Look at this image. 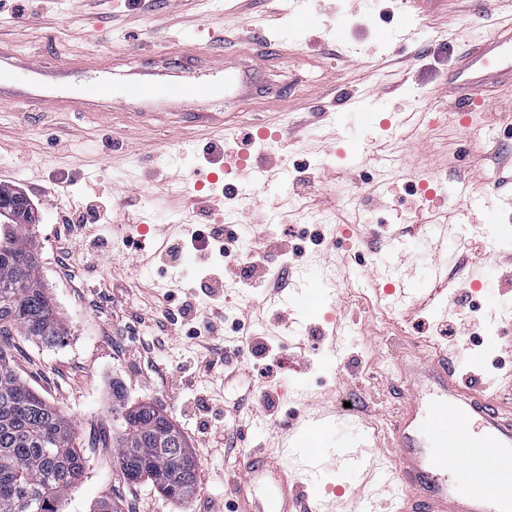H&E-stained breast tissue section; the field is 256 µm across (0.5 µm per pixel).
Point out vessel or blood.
Returning <instances> with one entry per match:
<instances>
[{
	"label": "vessel or blood",
	"instance_id": "b4317fda",
	"mask_svg": "<svg viewBox=\"0 0 512 512\" xmlns=\"http://www.w3.org/2000/svg\"><path fill=\"white\" fill-rule=\"evenodd\" d=\"M190 50L178 74L149 68L115 73L122 62L104 56L93 62L51 65L18 55L0 41V99L36 103L53 110L86 111L99 104L111 109H167L187 97L215 103L247 100L254 83L249 71L222 58L199 68ZM82 78L78 95L53 90L64 79ZM512 85V24L495 40L465 45L448 73L444 94L461 118L488 107L496 88ZM468 205L488 211L512 205L511 195L476 192L468 181L456 186ZM448 267L436 265L427 283L407 289L408 297L439 307L448 286ZM491 382L475 372L460 371L447 358L423 360L416 368L409 398L399 408L387 433L398 460L386 472L400 491L397 512H512V492L486 494L482 485H512V418L501 419ZM341 420L334 410L306 403L289 428L282 457L250 448L241 459L236 512H319L307 504L306 486L288 468L287 458L301 454L311 469H319L321 449L312 433H325Z\"/></svg>",
	"mask_w": 512,
	"mask_h": 512
}]
</instances>
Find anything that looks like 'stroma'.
<instances>
[{"label": "stroma", "instance_id": "1", "mask_svg": "<svg viewBox=\"0 0 512 512\" xmlns=\"http://www.w3.org/2000/svg\"><path fill=\"white\" fill-rule=\"evenodd\" d=\"M512 0L487 11L482 0H423L416 10L400 0H310L301 15L292 0H53L16 17L0 11V37L15 51L50 64L74 55L123 52L129 45L199 44L214 57L235 55L242 39L259 42L278 29L297 41L287 63L257 74L272 99L220 104L223 131L205 135L191 107L172 113L105 118L49 113L0 102V181L23 193L39 217L32 230L41 252L42 282L68 336L46 347L11 337L19 376L76 424L86 474L58 504L59 512H97L112 501L120 512H234L227 482L243 449L274 448L277 431L305 394L349 404L362 424L345 421L321 436L322 446L357 447L359 460L325 468L309 487L322 512H394V487L363 467L376 458L391 467L381 445L408 382L394 356L409 343L429 341L459 366L488 380L512 374V291L501 288L505 268L488 258L481 210L459 218L460 201L422 202L410 181L393 177L396 163L416 162L448 183L478 175L485 187L512 191V116L497 104L461 126L437 97L460 50L451 30L491 37ZM359 99L358 109L335 106V91ZM429 111L431 120L407 141L392 142L381 118ZM300 128L294 144L260 138L262 123ZM275 157L280 189L244 184L233 164ZM380 201L363 198L368 183ZM242 183V182H241ZM101 216L91 232L101 248L61 235V217L79 218L89 201ZM374 224H364L365 214ZM324 216L322 224L311 215ZM443 217L435 242L407 235L396 258L373 267L368 233L386 237L403 224ZM253 225L264 257L261 275L246 278L234 257L195 249L192 233L209 226ZM183 255H167L171 244ZM449 270L474 287L444 301V310H411L386 283L420 280L431 248ZM224 283L211 298L206 286ZM191 301L200 316L254 309L251 322L226 320L209 339L210 353L190 336L186 319L163 323L161 308ZM479 308L489 330L475 333L468 314ZM130 404H159L185 436L198 461L195 492L173 503L149 482L123 480L112 449L100 447L112 430V386ZM225 443H217V436Z\"/></svg>", "mask_w": 512, "mask_h": 512}]
</instances>
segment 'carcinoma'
I'll return each mask as SVG.
<instances>
[{"instance_id": "cac0c4a2", "label": "carcinoma", "mask_w": 512, "mask_h": 512, "mask_svg": "<svg viewBox=\"0 0 512 512\" xmlns=\"http://www.w3.org/2000/svg\"><path fill=\"white\" fill-rule=\"evenodd\" d=\"M32 208L20 192L0 187V512H58L59 500L83 477L86 460L71 419L15 371L8 336L46 346L68 331L41 280L39 250L29 230ZM112 434L124 480H148L165 497L184 500L198 463L162 408L131 405L112 384Z\"/></svg>"}]
</instances>
